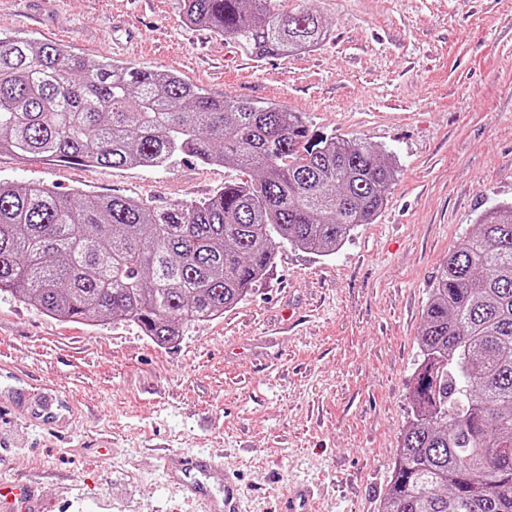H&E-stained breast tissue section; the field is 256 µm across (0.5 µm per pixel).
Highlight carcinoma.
<instances>
[{
  "label": "carcinoma",
  "instance_id": "1",
  "mask_svg": "<svg viewBox=\"0 0 512 512\" xmlns=\"http://www.w3.org/2000/svg\"><path fill=\"white\" fill-rule=\"evenodd\" d=\"M182 0L185 19L258 58L329 36L310 8ZM274 104L210 96L179 76L0 39V152L83 165L169 169L193 158L250 172L163 210L0 183V291L60 321L135 323L158 345L243 301L275 238L338 249L381 209L398 167L371 145L308 137ZM421 361L386 512H512V203L482 213L448 254L423 311Z\"/></svg>",
  "mask_w": 512,
  "mask_h": 512
}]
</instances>
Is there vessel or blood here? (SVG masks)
Listing matches in <instances>:
<instances>
[{
	"mask_svg": "<svg viewBox=\"0 0 512 512\" xmlns=\"http://www.w3.org/2000/svg\"><path fill=\"white\" fill-rule=\"evenodd\" d=\"M9 381L0 395V412H28L44 424L75 419L78 407L63 392L45 396L32 389L29 377L15 367L1 363L0 381ZM166 478L195 497L206 499L210 512H240L242 498L237 482L225 474L221 462L202 453H172L166 458ZM33 491L15 482L0 483V512H33ZM314 494L305 484L294 486L283 498L281 512H312Z\"/></svg>",
	"mask_w": 512,
	"mask_h": 512,
	"instance_id": "vessel-or-blood-1",
	"label": "vessel or blood"
}]
</instances>
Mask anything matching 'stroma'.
<instances>
[{
	"label": "stroma",
	"instance_id": "obj_1",
	"mask_svg": "<svg viewBox=\"0 0 512 512\" xmlns=\"http://www.w3.org/2000/svg\"><path fill=\"white\" fill-rule=\"evenodd\" d=\"M330 34L256 58L187 24L181 0H0L20 33L93 59L146 42L145 70L212 96L304 113L310 135L360 139L400 170L373 223L323 255L282 243L250 295L160 347L132 322L66 323L0 293V359L71 392L73 432L0 418V478L42 512H200L164 483L163 456L212 451L245 512L313 483L317 512H383L410 419L417 335L438 269L480 213L512 203V0H284ZM181 160L165 171L0 154V180L162 210L239 180Z\"/></svg>",
	"mask_w": 512,
	"mask_h": 512
}]
</instances>
